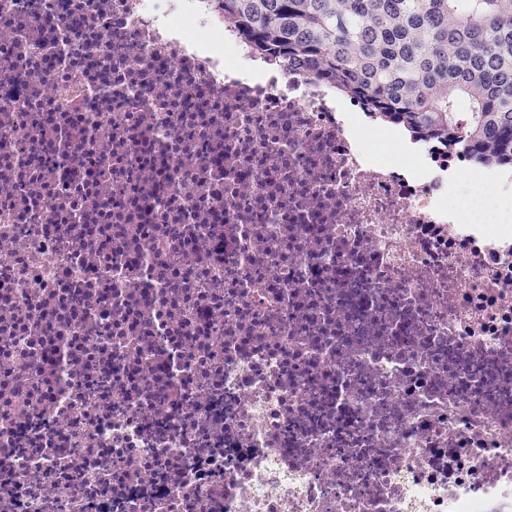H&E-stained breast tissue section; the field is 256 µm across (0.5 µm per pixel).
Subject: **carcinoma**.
<instances>
[{
	"instance_id": "carcinoma-1",
	"label": "carcinoma",
	"mask_w": 512,
	"mask_h": 512,
	"mask_svg": "<svg viewBox=\"0 0 512 512\" xmlns=\"http://www.w3.org/2000/svg\"><path fill=\"white\" fill-rule=\"evenodd\" d=\"M264 59L299 65L414 140L512 168V0H222Z\"/></svg>"
}]
</instances>
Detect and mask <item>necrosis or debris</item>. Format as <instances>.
<instances>
[{"instance_id": "obj_1", "label": "necrosis or debris", "mask_w": 512, "mask_h": 512, "mask_svg": "<svg viewBox=\"0 0 512 512\" xmlns=\"http://www.w3.org/2000/svg\"><path fill=\"white\" fill-rule=\"evenodd\" d=\"M216 0H0V512L512 499V176Z\"/></svg>"}]
</instances>
